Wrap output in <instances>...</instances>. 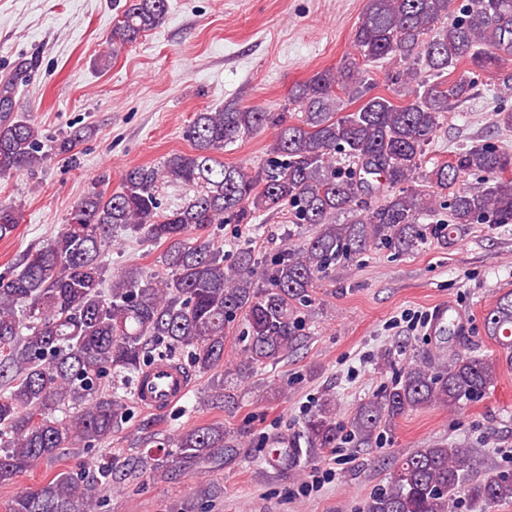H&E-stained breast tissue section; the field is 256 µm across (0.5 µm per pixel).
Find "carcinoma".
Listing matches in <instances>:
<instances>
[{
	"instance_id": "obj_1",
	"label": "carcinoma",
	"mask_w": 512,
	"mask_h": 512,
	"mask_svg": "<svg viewBox=\"0 0 512 512\" xmlns=\"http://www.w3.org/2000/svg\"><path fill=\"white\" fill-rule=\"evenodd\" d=\"M167 11V0H128L108 45L136 42ZM353 46L339 66L292 86L279 112L230 104L196 113L185 132L191 151L126 169L113 192L89 190L53 237L0 276V486L53 462L63 448L107 443L130 416L118 385L136 397L153 364L186 356L190 373L223 369L226 330L235 325L241 358L233 374L244 380L276 364L307 339L310 288L369 246L413 250L427 235L420 220L438 216V199L448 198L456 224H512V153L504 147L475 142L423 168L441 118L477 95V72L497 74L499 93L512 94V0H467L457 9L454 0H369ZM386 59L399 65L389 76L390 95L375 92L363 68ZM11 111L5 90L0 177L33 172L49 153L39 128ZM266 129L274 133L270 157L255 174L224 163L228 146ZM471 176L477 181L469 185ZM170 184L193 196L163 207L161 189ZM284 210L289 223L307 224L312 234L269 263L243 244L226 265L205 235L212 224H249ZM341 214L351 219L340 222ZM20 220L19 208L1 199L0 239ZM120 231L165 246L167 276L145 277L136 265L112 272L104 254ZM484 329L512 350L511 290L487 311ZM499 368L496 359L456 353L408 364L356 407L349 437L369 446L409 413L477 402L495 386ZM232 403L224 377L214 378L202 405ZM56 411L64 418L53 417ZM340 433L336 398L328 394L288 442V467L336 447ZM140 447L112 463L113 482L172 467L194 471L221 456L227 462L238 438L212 421L173 437L148 431ZM472 456L460 441L414 449L370 493L363 512H454L461 498L468 512L512 503V474H477ZM105 491L59 473L16 492L8 512H94Z\"/></svg>"
}]
</instances>
